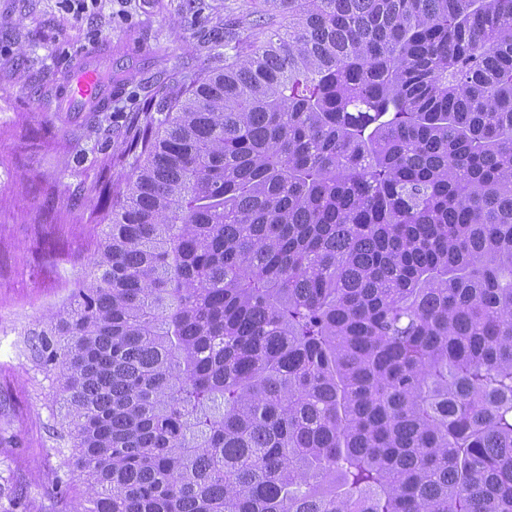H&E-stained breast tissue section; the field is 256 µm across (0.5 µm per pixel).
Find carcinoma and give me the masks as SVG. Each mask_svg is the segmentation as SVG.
Instances as JSON below:
<instances>
[{
	"mask_svg": "<svg viewBox=\"0 0 512 512\" xmlns=\"http://www.w3.org/2000/svg\"><path fill=\"white\" fill-rule=\"evenodd\" d=\"M275 2L29 333L69 512H512V0Z\"/></svg>",
	"mask_w": 512,
	"mask_h": 512,
	"instance_id": "cac0c4a2",
	"label": "carcinoma"
}]
</instances>
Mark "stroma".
Segmentation results:
<instances>
[{"mask_svg":"<svg viewBox=\"0 0 512 512\" xmlns=\"http://www.w3.org/2000/svg\"><path fill=\"white\" fill-rule=\"evenodd\" d=\"M251 0H97L73 16L64 0H0V512H55L57 475L75 473L54 436L50 373L25 349L38 319L67 303L105 221L104 184L127 179L128 123L146 104L183 98L215 39L244 23ZM112 50V99L96 111L58 107L79 57ZM57 225L53 245L42 244Z\"/></svg>","mask_w":512,"mask_h":512,"instance_id":"obj_1","label":"stroma"}]
</instances>
